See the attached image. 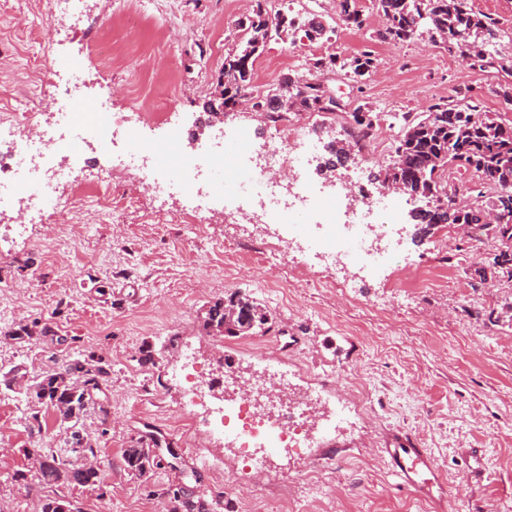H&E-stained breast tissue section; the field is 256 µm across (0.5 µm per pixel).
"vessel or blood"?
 Segmentation results:
<instances>
[{"label":"vessel or blood","instance_id":"vessel-or-blood-1","mask_svg":"<svg viewBox=\"0 0 512 512\" xmlns=\"http://www.w3.org/2000/svg\"><path fill=\"white\" fill-rule=\"evenodd\" d=\"M382 456L405 487L428 498L435 512H444L446 485L431 457L417 442L409 437L401 438L396 447L383 449Z\"/></svg>","mask_w":512,"mask_h":512}]
</instances>
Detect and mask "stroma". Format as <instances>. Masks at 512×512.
I'll use <instances>...</instances> for the list:
<instances>
[{
    "label": "stroma",
    "mask_w": 512,
    "mask_h": 512,
    "mask_svg": "<svg viewBox=\"0 0 512 512\" xmlns=\"http://www.w3.org/2000/svg\"><path fill=\"white\" fill-rule=\"evenodd\" d=\"M250 0H85L78 18H63L71 32L61 41L40 42L18 20L45 21L53 0H9L0 11V107L18 96L16 60L41 54L83 63L86 92L106 89L113 111L136 119L151 112L159 96L170 102L173 124L193 133L201 124L224 57L241 39L238 20ZM270 11L319 12L332 33L309 42L270 40L261 56L271 64L267 81L252 88L266 91L286 74L322 77L347 102L386 120V143L394 145L397 127L390 115L422 112L437 100H460L477 93L482 108L506 113L496 94L504 77L469 69L458 57L429 44L427 38L405 42L384 39L378 0H369L363 28L347 29L336 16V0H268ZM140 14L137 27L124 17ZM111 35L123 55L111 67L99 65L93 50ZM298 61L281 64L290 51ZM372 52L376 66L361 81L341 71H318L314 60ZM93 168H111L98 157ZM112 170L114 187L134 191L136 208L115 224L84 225L76 246L52 247L43 239L53 217L28 225L24 233L0 239V289H9V306L23 318L51 323L55 339L9 343L0 347V373L14 367L28 376L93 353L104 357L109 374L103 388L111 405L107 426L87 422V430L109 470L104 490L87 489L79 499L84 512H166L163 489L177 484L192 502L213 512H240L238 494L223 493L212 471H201L184 446L183 389L169 384L160 402L145 393L147 378L160 367L191 354L210 377L223 380L225 370L244 378L265 376L268 368L293 371L298 389L316 386L343 368L365 383L369 412L352 411L333 442L336 478L327 486H307L301 476L305 456L277 449L274 468L306 497L311 512H434L432 504L399 485L380 450L388 437L406 435L432 455L448 483L446 512H497L512 502V321L489 322L491 310L512 304V283L488 288L475 274L496 252V241L473 242L460 236L445 240L435 231L413 242L409 215L401 259L438 267L445 287L427 291L399 288L394 277L371 281L363 273L349 276L343 294L312 288L287 277L276 259L263 256V241L274 240L272 225L253 224L242 214L215 210L206 225L154 224L157 203L143 172ZM107 282L99 292V282ZM235 292L257 298L275 325L265 335L209 336L201 316L211 302ZM224 391L215 389L210 406L195 410L196 447L219 460L241 493L260 473L242 470L233 445L207 437L213 409L223 406ZM31 402L0 382V512H39L49 489L39 482L28 458L35 449L60 447L56 430L31 429ZM154 433L166 441L161 463L143 477L122 464L124 448ZM479 453L487 468L471 479L466 462ZM27 483L14 480L16 470Z\"/></svg>",
    "instance_id": "1"
}]
</instances>
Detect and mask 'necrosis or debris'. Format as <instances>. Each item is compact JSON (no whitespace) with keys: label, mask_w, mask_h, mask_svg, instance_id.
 Returning a JSON list of instances; mask_svg holds the SVG:
<instances>
[{"label":"necrosis or debris","mask_w":512,"mask_h":512,"mask_svg":"<svg viewBox=\"0 0 512 512\" xmlns=\"http://www.w3.org/2000/svg\"><path fill=\"white\" fill-rule=\"evenodd\" d=\"M20 68L39 74L40 87H51L54 101L62 108L52 125L35 136L28 130L38 127L37 113H0V214L21 204L40 215L64 217L81 205L98 211L105 222H115L135 200L113 197L106 172L88 173L86 152L92 149L111 156L122 143L139 156L157 199L177 191L195 201L186 212H157L158 223L203 225L215 207L233 213L244 210V196L226 193L214 175L223 159L220 142L199 145L189 153L183 147L180 127H170L164 138L156 137L155 129L165 117L166 99H159L158 111L138 116L130 126L122 115L113 112L107 91L88 95L81 84L60 83L61 69L55 61L37 55L26 58ZM269 124L270 140L259 152L247 131L235 130L238 152L232 161L247 167L257 184L263 223L287 228L292 235L302 222L316 228L309 248L322 260L323 273L312 280V287L343 290L347 274L354 268L373 276L387 268L396 269L400 283L407 288L441 285L434 269L398 265L400 203L395 200L386 208L376 209V193L363 179L365 167L377 153L376 132L362 139L358 161L343 167L335 190L328 191L303 174L311 140L298 125L295 113L274 114ZM63 181L73 182L75 198L58 194L56 187ZM267 394L264 384L252 383L248 393L228 400L214 429L233 436L251 468L265 475L250 492L251 512H294L298 499L288 480L273 474L269 460L257 457L253 449L272 435L278 443L306 454L324 447L327 437L307 422L306 413L316 393L300 394L274 423L256 408Z\"/></svg>","instance_id":"necrosis-or-debris-1"}]
</instances>
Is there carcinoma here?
<instances>
[{"label":"carcinoma","mask_w":512,"mask_h":512,"mask_svg":"<svg viewBox=\"0 0 512 512\" xmlns=\"http://www.w3.org/2000/svg\"><path fill=\"white\" fill-rule=\"evenodd\" d=\"M264 2L255 0L251 14L241 22L245 32L243 41L224 57L218 87L226 106L235 102L241 90L251 84L253 64L269 39L302 31L312 41L326 34V30L312 23L297 24L281 12L269 14L263 7ZM379 3L385 18L383 37L398 42L424 35L428 41L444 45L448 52L469 59L472 68L506 70L499 62L498 51L489 49V44L498 38L497 22L489 15L473 12L467 0H379ZM336 13L348 27L360 29L364 25L357 0H337ZM374 64L372 54L363 52L342 60L335 55L326 60L321 58L316 60L314 68L338 66L359 81L372 71ZM508 74L512 75V70ZM314 84V79L304 80L288 87V110H320ZM273 90L276 91L274 96L255 103L267 114L282 111L279 103L282 85H276ZM352 117L353 127L346 137L334 138L325 145L327 162L342 167L353 161L363 135L378 120L369 110L354 112ZM394 153L395 160L380 169L374 179L382 185L401 184L403 194L414 201L429 200L430 205L417 206L410 212L416 236L422 240L443 225H468L471 239L493 238L501 245L490 268L476 269L480 281H485L489 275L512 281V121L480 111L479 100L473 95L455 104L439 101L430 105L426 112L402 114ZM450 166L473 170L486 192H477L472 200L455 192L448 193L444 181ZM202 327L208 334L252 336L271 331L273 321L260 303L247 294L236 292L208 308ZM52 335L54 332L48 324L34 321L19 324L11 339L33 341ZM105 375L107 369L102 359L91 353L22 386L27 398L52 410L55 420L66 432L64 447L37 450L42 457L41 484L63 489L99 486L96 476L81 460L94 459L99 453L84 427L92 417L103 424L109 416V401L100 396ZM123 464L129 473L141 477L156 466L158 460L153 449L139 441L124 449ZM163 495L168 501L167 512H184L188 507L184 492L177 485L167 488ZM41 512L81 510L78 501L57 494L45 499Z\"/></svg>","instance_id":"obj_1"}]
</instances>
